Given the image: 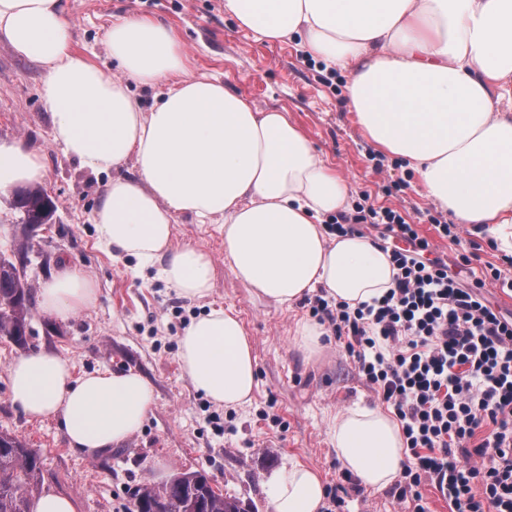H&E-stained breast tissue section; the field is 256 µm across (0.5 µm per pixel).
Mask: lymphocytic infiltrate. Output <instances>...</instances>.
I'll return each mask as SVG.
<instances>
[{
  "mask_svg": "<svg viewBox=\"0 0 512 512\" xmlns=\"http://www.w3.org/2000/svg\"><path fill=\"white\" fill-rule=\"evenodd\" d=\"M382 224L410 242L390 258L394 286L358 308L315 296L310 310L328 326L359 375L398 420L406 463L394 487L426 512L433 486L451 512H512V316L485 300L483 280L467 286L400 213L357 205L329 226Z\"/></svg>",
  "mask_w": 512,
  "mask_h": 512,
  "instance_id": "lymphocytic-infiltrate-1",
  "label": "lymphocytic infiltrate"
}]
</instances>
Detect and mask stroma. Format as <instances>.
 Here are the masks:
<instances>
[{"mask_svg": "<svg viewBox=\"0 0 512 512\" xmlns=\"http://www.w3.org/2000/svg\"><path fill=\"white\" fill-rule=\"evenodd\" d=\"M76 52L115 72L104 42L114 19L143 15L172 25L191 58V71L224 82L261 109L286 111L317 153L352 186V202L409 215L433 257L447 262L465 284L495 267L512 274V262L488 239L463 232L453 244L438 228L454 216L429 203L413 173L390 157L371 160L346 98L348 76L311 63L296 42L269 44L242 30L224 12V0H64ZM45 71L17 55L0 39V143L37 150L45 166L43 187L57 204L55 222L25 229L11 209L10 191H0V253L24 236L34 250L26 275L43 286L64 264L84 270L98 298L67 319L35 309L27 348L69 358L76 374L103 368L132 369L151 382L155 401L142 429L125 443L94 455L68 447L58 419H33L9 399L8 368L24 349L0 339V431L24 438L42 456L43 487L73 499L78 512H131L129 488L160 484L178 472L213 476L223 494L240 498L251 512H268L266 482L293 462L317 467L325 482L327 512H410L411 502L391 488L349 493L336 504L344 469L327 423L337 412L376 406L380 400L354 365L327 336L318 360L294 348L292 331L310 319V306L286 309L255 297L224 261L219 225L178 215L175 241L207 251L213 262V290L192 302L168 288L155 269L134 258L115 260L98 240L92 220L108 174H94L64 154L52 139V119L43 97ZM471 256L462 265V256ZM213 305L232 308L254 343L257 388L249 406L227 410L193 387L178 360V340L191 319Z\"/></svg>", "mask_w": 512, "mask_h": 512, "instance_id": "1", "label": "stroma"}]
</instances>
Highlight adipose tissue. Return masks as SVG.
<instances>
[{"instance_id": "ef3b65f1", "label": "adipose tissue", "mask_w": 512, "mask_h": 512, "mask_svg": "<svg viewBox=\"0 0 512 512\" xmlns=\"http://www.w3.org/2000/svg\"><path fill=\"white\" fill-rule=\"evenodd\" d=\"M243 30L268 43L299 39L329 69L348 72L347 98L363 136L405 163L423 196L512 254V0H224ZM0 36L45 69L52 137L109 181L93 220L116 255L137 259L180 296L208 298V252L174 242L177 215L220 225L224 260L257 297L293 307L315 290L357 308L393 286L378 245L330 232L350 209L348 180L322 160L285 111L260 109L216 79L189 72L174 27L122 17L105 33L121 74L72 48L63 0H0ZM166 83L151 108L134 86ZM39 154L0 145V189L41 181ZM44 313L65 319L93 306L94 282L61 266L40 291ZM185 375L212 403L249 404L254 344L233 309L210 308L179 338ZM10 399L27 416L54 417L69 448L93 454L144 424L154 388L133 370L74 377L69 359L36 350L9 367ZM328 433L343 468L366 488L392 484L406 461L392 413L356 407ZM320 470L295 462L268 483L270 512H321Z\"/></svg>"}]
</instances>
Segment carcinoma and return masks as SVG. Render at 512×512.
<instances>
[{
  "instance_id": "cac0c4a2",
  "label": "carcinoma",
  "mask_w": 512,
  "mask_h": 512,
  "mask_svg": "<svg viewBox=\"0 0 512 512\" xmlns=\"http://www.w3.org/2000/svg\"><path fill=\"white\" fill-rule=\"evenodd\" d=\"M12 206L25 226L51 224L57 205L38 185L13 192ZM29 249L19 245L11 256H0V338L27 345L33 317L35 286L19 274L16 264L25 263ZM41 458L37 449L14 434L0 432V512H32L33 500L42 492ZM134 512H249L236 497L222 494L201 472L191 473L182 484L135 486L129 489Z\"/></svg>"
}]
</instances>
